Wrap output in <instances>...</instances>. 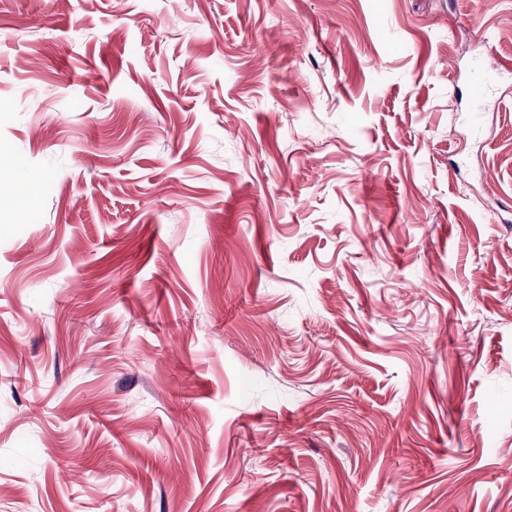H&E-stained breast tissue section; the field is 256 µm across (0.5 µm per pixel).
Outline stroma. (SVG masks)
<instances>
[{"mask_svg": "<svg viewBox=\"0 0 512 512\" xmlns=\"http://www.w3.org/2000/svg\"><path fill=\"white\" fill-rule=\"evenodd\" d=\"M490 52L512 0H0V512H512ZM511 62L497 60L496 56L489 53L488 58L480 62L476 67V76L471 83L470 98L476 105L474 112H481L490 100L496 74L511 72Z\"/></svg>", "mask_w": 512, "mask_h": 512, "instance_id": "35a3bbf8", "label": "stroma"}]
</instances>
